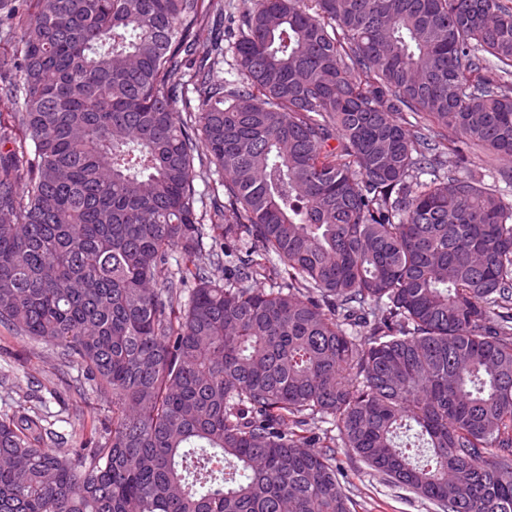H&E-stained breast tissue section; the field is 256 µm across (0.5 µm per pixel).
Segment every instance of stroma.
<instances>
[{
  "mask_svg": "<svg viewBox=\"0 0 512 512\" xmlns=\"http://www.w3.org/2000/svg\"><path fill=\"white\" fill-rule=\"evenodd\" d=\"M0 412L38 399L51 415L55 428L64 433L69 447H80L83 432L80 420L98 419L112 423L109 397L91 389L76 391V367H65L55 349L42 342L19 337L0 324ZM339 479L353 502L355 512H434L431 503L408 490L393 486L370 470L348 449L335 450Z\"/></svg>",
  "mask_w": 512,
  "mask_h": 512,
  "instance_id": "stroma-1",
  "label": "stroma"
}]
</instances>
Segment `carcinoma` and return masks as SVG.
I'll return each mask as SVG.
<instances>
[{
	"instance_id": "carcinoma-1",
	"label": "carcinoma",
	"mask_w": 512,
	"mask_h": 512,
	"mask_svg": "<svg viewBox=\"0 0 512 512\" xmlns=\"http://www.w3.org/2000/svg\"><path fill=\"white\" fill-rule=\"evenodd\" d=\"M2 22L0 323L112 427L0 414V512H351L338 441L437 512H512V201L443 171L512 161L509 0H253L228 49L223 0Z\"/></svg>"
}]
</instances>
